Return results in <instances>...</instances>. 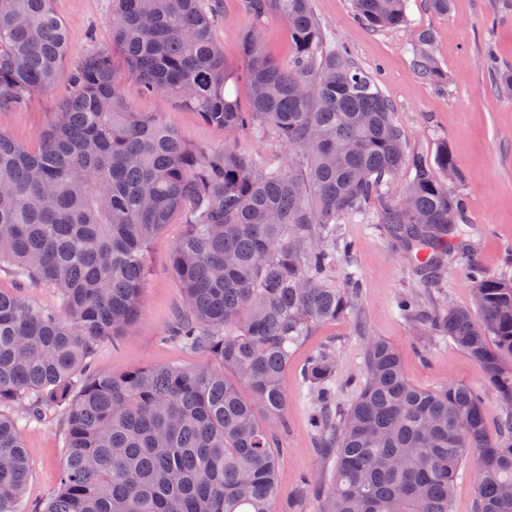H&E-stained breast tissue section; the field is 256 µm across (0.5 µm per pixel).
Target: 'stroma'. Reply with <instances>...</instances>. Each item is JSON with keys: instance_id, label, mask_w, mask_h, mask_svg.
Returning a JSON list of instances; mask_svg holds the SVG:
<instances>
[{"instance_id": "stroma-1", "label": "stroma", "mask_w": 512, "mask_h": 512, "mask_svg": "<svg viewBox=\"0 0 512 512\" xmlns=\"http://www.w3.org/2000/svg\"><path fill=\"white\" fill-rule=\"evenodd\" d=\"M52 3L69 34V63L54 89L35 93L22 108L0 111V130L24 144L33 142L68 94L71 63L112 46V0ZM311 7L330 44L345 49L359 67L377 78L392 105L393 120L406 137L408 154L431 162L440 147H447L454 165L448 181L467 198L469 222L439 271L434 293L448 304L471 307L467 264L474 262L493 274L512 277V96L497 92L482 64L489 53L503 67L512 68V0H452L445 14L435 13L427 0H410L407 26L380 30L355 17L352 0H311ZM251 24L245 0H224L213 35L233 69L244 67L239 46ZM419 30L433 37V52L444 74L440 83H424L410 68L411 34ZM113 64L120 91L136 111L159 113L194 146L223 144V136L197 112L166 95L145 94L121 55H114ZM183 231V224H170L155 237L146 257L149 277L140 316L123 336L96 346L89 357L94 374L156 365L187 371L218 369L214 359L166 335L181 302L169 266L172 246ZM338 234L352 243L353 251L337 255L332 278L340 284L348 269L357 271L362 284L360 316L315 325L292 349L283 377L288 410L280 431L285 453L277 474L278 500L283 506L303 476L325 484L331 479L332 465L324 460L309 431L310 399L300 383L306 358L324 346L336 350L332 386L338 407H346L356 396L364 374L362 337L369 334L396 348L406 377L420 388L457 381L485 389L488 433L494 438L499 435L501 405L488 391L482 368L454 343L416 331L398 316V297L423 289L422 277L412 270L401 246L381 225L350 218L340 222ZM63 421V412L57 411L24 431L30 471L20 512H35L58 491L66 459Z\"/></svg>"}]
</instances>
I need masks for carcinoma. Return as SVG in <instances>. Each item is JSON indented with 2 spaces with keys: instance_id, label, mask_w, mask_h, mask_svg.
<instances>
[{
  "instance_id": "1",
  "label": "carcinoma",
  "mask_w": 512,
  "mask_h": 512,
  "mask_svg": "<svg viewBox=\"0 0 512 512\" xmlns=\"http://www.w3.org/2000/svg\"><path fill=\"white\" fill-rule=\"evenodd\" d=\"M373 28L406 23L408 0H353ZM256 20L276 13L292 51L281 63L256 28L245 31L244 69L227 66L213 39L223 0H113L112 48L151 93L193 109L232 139L272 132L278 165L226 145L187 144L156 114L122 97L112 53L74 64L71 92L31 144L0 130V267L60 290L65 314L0 290V512H19L29 474L23 429L64 408L66 463L43 512H277L279 428L291 348L316 324L359 310L361 284L336 287V224L375 223L414 256L419 273L441 266L464 199L448 194L447 147L431 166L406 152L375 77L330 46L310 0H246ZM415 35L411 68L441 79ZM69 36L51 0H0V110L52 89ZM494 86L512 92V69L484 59ZM249 85L247 104L231 86ZM414 171L403 198L374 210L381 187ZM185 231L171 252L181 288L171 335L223 370L135 367L89 373L94 345L139 318L152 238L174 219ZM477 312L404 295V318L452 341L483 368L501 405L504 438L492 440L482 391L450 381L413 385L386 340L365 338L363 382L336 406L335 353L302 371L313 397L309 426L332 449L322 512H453L455 478L480 466L473 512H512V280L470 266ZM319 483L288 501L302 512Z\"/></svg>"
}]
</instances>
